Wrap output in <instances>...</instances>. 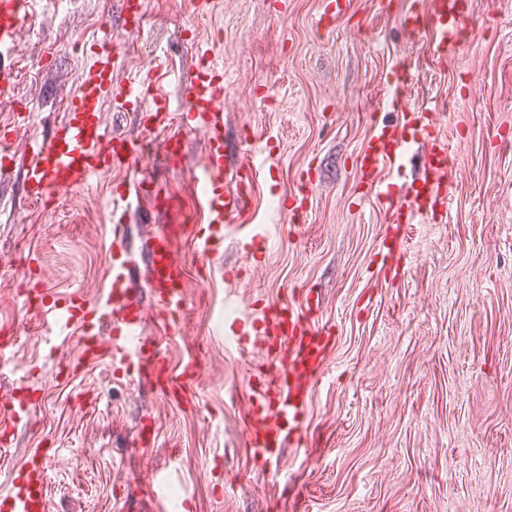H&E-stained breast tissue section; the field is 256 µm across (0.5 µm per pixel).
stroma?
Instances as JSON below:
<instances>
[{
	"instance_id": "35a3bbf8",
	"label": "stroma",
	"mask_w": 512,
	"mask_h": 512,
	"mask_svg": "<svg viewBox=\"0 0 512 512\" xmlns=\"http://www.w3.org/2000/svg\"><path fill=\"white\" fill-rule=\"evenodd\" d=\"M427 9V0H391L384 12L376 0H350L325 19L323 0H210L202 9L147 0L134 32L116 0H35L19 48H0L17 74L0 130L45 136L65 121L89 48L106 41L127 45L115 84L160 70L158 92L179 130L197 48L209 44L224 64L227 163L267 161L244 214L266 234L248 243L236 227L216 228L219 248L205 260L182 246L180 333L164 329L141 289L137 339L169 366L193 358L201 367L197 396L178 402L137 359L85 360L83 334L107 352L111 321L44 335L25 300L42 286L102 306L113 264L144 272L147 233L170 212L149 195H131L124 210L109 203L142 176L205 223L193 181L203 136L187 134L178 165L152 153L60 193L45 212L25 196V158L0 170V337L14 339L0 388H37L28 418L0 420V495L17 462L44 451L48 512H512V0H482L472 40L438 59L426 52L430 30L413 41L401 26L406 12ZM401 65L413 76L411 102L438 106L454 169L446 221L409 225L404 269L387 277L385 217L355 156L373 119L395 123ZM118 226L129 230L123 254L111 246ZM309 294L335 336L326 374L301 445L260 462L245 444L259 359L244 345L254 335L244 315ZM142 426L156 441L132 447ZM155 470L169 477L163 501L146 487Z\"/></svg>"
}]
</instances>
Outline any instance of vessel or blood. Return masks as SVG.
Masks as SVG:
<instances>
[{
	"label": "vessel or blood",
	"mask_w": 512,
	"mask_h": 512,
	"mask_svg": "<svg viewBox=\"0 0 512 512\" xmlns=\"http://www.w3.org/2000/svg\"><path fill=\"white\" fill-rule=\"evenodd\" d=\"M33 0H0V46L14 45L19 32L33 16ZM478 8L477 0H429L426 16L408 15L406 30L416 33L431 27L432 55L455 51L466 39L465 22ZM123 53L120 46L101 45L91 50L79 94L68 102V117L45 138L31 137L25 144L28 157L25 192L43 206L57 193L81 188L112 170L136 165L149 151L150 143L140 138L111 134L102 123L103 103L119 111L139 112L144 123L164 131L159 152L166 164H174L183 143V131H200L206 136L203 161L194 178L204 190L206 224L185 225L179 204H172L175 221L158 227L150 239L147 280L157 304L156 316L166 329H173L185 302L186 270L177 255L180 241H190L199 257H210L217 248L212 230L216 224L234 223L245 209L250 186L262 169L246 162L229 169L224 161V67L209 50H202L205 71L185 90L189 107L182 118V132L167 133L168 108L156 93L155 73L114 87L112 75ZM412 82L408 69L397 72V87L391 107L397 114L392 124H373L367 143L356 157L358 174L373 193L384 213L382 244L389 263L399 264L403 255L401 229L441 215L448 205L447 183L452 170L448 145L437 128L434 110L411 103L406 89ZM426 145L425 174L410 184L385 183L384 170H402L413 141ZM139 282L123 265L112 270L113 332L122 335L143 318L138 302ZM34 308L46 320L63 329L78 327L86 311L80 296L52 300L47 289H36ZM318 301L305 304L273 303L252 316L258 324V343L273 353L267 373L255 374L250 387L245 438L255 458L270 460L285 443L302 440L303 419L311 407L315 385L325 374V357L332 342L331 332L319 320ZM127 355L139 356L141 364L159 389L173 397L189 399L198 383L194 361L171 370L151 357L142 345L128 347ZM46 468L41 453L28 455L18 468L12 491L0 497V512H46Z\"/></svg>",
	"instance_id": "1"
}]
</instances>
